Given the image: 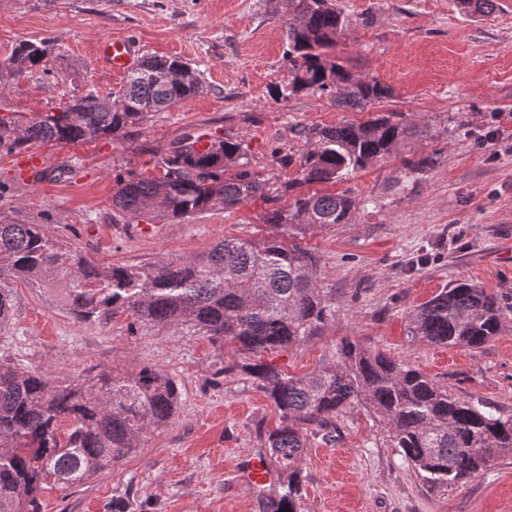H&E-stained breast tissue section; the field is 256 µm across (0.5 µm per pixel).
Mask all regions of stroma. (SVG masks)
<instances>
[{"mask_svg":"<svg viewBox=\"0 0 512 512\" xmlns=\"http://www.w3.org/2000/svg\"><path fill=\"white\" fill-rule=\"evenodd\" d=\"M351 26L335 48L359 77L392 94L368 112L337 107L326 95L273 99L287 82L285 35L274 0H0V61L23 40L50 39L62 52L52 73L35 69L0 95V114H43L72 97L117 91L94 55L99 39L133 36L142 53L179 56L203 72V94L149 116L124 137L78 145L33 142L0 148V219L43 224L99 263L194 256L224 236H263L270 205L250 201L234 212H209L155 233L129 232L112 217L117 176L158 177L161 161L187 132L211 131L241 142L251 171L273 181L294 178L273 151L298 152L293 127L362 122L396 112L426 123L430 138L333 184L373 206L348 223L308 232L325 287L336 291L330 331L301 348L266 354L292 375L334 360L342 337L420 368L461 397L477 396L512 415V0L483 15L456 0H336ZM42 153L46 169L24 173L18 161ZM426 155L434 165L399 186L403 163ZM466 280L504 308L498 336L481 348L414 343L407 316L448 284ZM10 336L0 359L55 377L92 365L132 372L163 370L181 389L167 427L111 472L68 490H43L44 512H260L253 459H265L261 433L278 413L231 365L233 347L181 329L134 332L128 315L80 322L49 290L21 281ZM335 442L305 450L300 512H512V455L445 491L428 490L379 425L363 410L340 418Z\"/></svg>","mask_w":512,"mask_h":512,"instance_id":"35a3bbf8","label":"stroma"}]
</instances>
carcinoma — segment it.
Wrapping results in <instances>:
<instances>
[{"label": "carcinoma", "mask_w": 512, "mask_h": 512, "mask_svg": "<svg viewBox=\"0 0 512 512\" xmlns=\"http://www.w3.org/2000/svg\"><path fill=\"white\" fill-rule=\"evenodd\" d=\"M288 85L275 98L306 91L334 97L336 106L362 112L391 95L376 78H357L332 55L348 22L335 0H288ZM58 56L52 40H24L0 62V87L37 66L48 73ZM183 69L189 77L167 81L160 72ZM200 70L179 57L143 56L113 93L108 107L93 91L58 112L25 121L0 120V147L32 141L77 145L117 138L155 112L202 93ZM298 174L272 182L240 165L238 141L218 136L209 149L194 150V135L176 141L157 178L118 177L113 212L127 223L141 218L182 222L197 215L231 212L255 198L286 206L265 213L274 231L264 237L226 236L191 257L162 256L136 264L97 263L78 246L42 224L0 222V335L12 331L14 299L9 283L57 284L67 311L96 322L126 313L141 331L187 326L224 347L260 356L302 347L324 335L336 317L334 289L323 286L319 257L299 240L307 232L348 222L355 200L347 191L305 193L314 183L334 184L390 156L429 126L403 115H377L363 122L301 128ZM430 156L404 165V182L431 167ZM502 307L482 288L464 280L439 291L408 314V333L419 344L480 348L501 330ZM279 412L267 432L266 455L283 481L260 494L262 512H298L304 448L309 438H336L338 418L361 408L381 426L388 447L433 490L446 489L512 454V416L495 414L478 398L463 399L409 362L395 360L344 336L336 363L291 376L262 360L235 364ZM180 401L177 382L143 366L135 372L92 366L60 379L21 371L0 360V512H43L40 493L48 482L83 485L137 452L147 434L171 423Z\"/></svg>", "instance_id": "carcinoma-1"}]
</instances>
